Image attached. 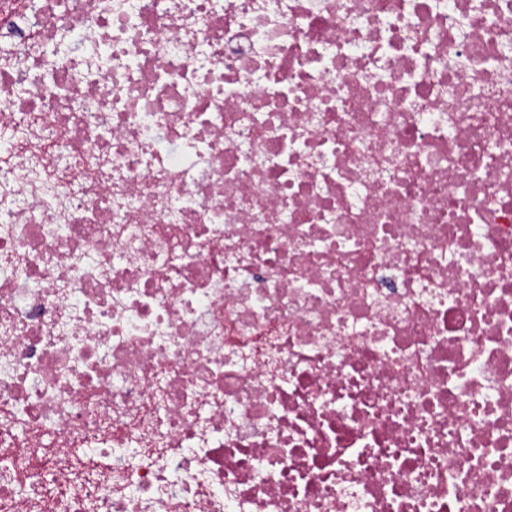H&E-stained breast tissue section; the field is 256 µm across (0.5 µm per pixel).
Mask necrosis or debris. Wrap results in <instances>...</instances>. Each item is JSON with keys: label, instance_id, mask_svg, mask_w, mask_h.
Here are the masks:
<instances>
[{"label": "necrosis or debris", "instance_id": "4bbe7bcc", "mask_svg": "<svg viewBox=\"0 0 512 512\" xmlns=\"http://www.w3.org/2000/svg\"><path fill=\"white\" fill-rule=\"evenodd\" d=\"M0 512H512V0H0Z\"/></svg>", "mask_w": 512, "mask_h": 512}]
</instances>
